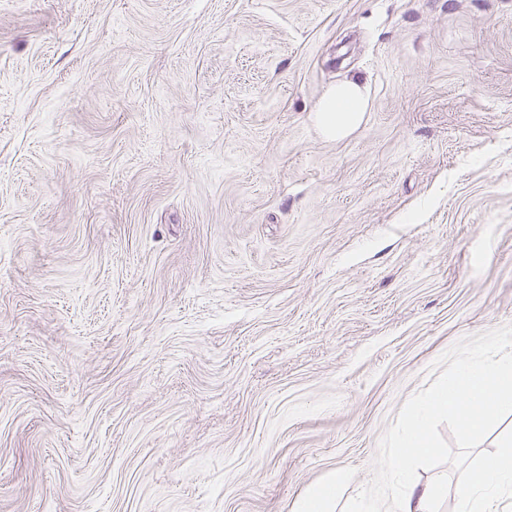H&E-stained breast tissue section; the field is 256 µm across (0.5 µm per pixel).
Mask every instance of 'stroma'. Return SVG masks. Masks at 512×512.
Here are the masks:
<instances>
[{
  "mask_svg": "<svg viewBox=\"0 0 512 512\" xmlns=\"http://www.w3.org/2000/svg\"><path fill=\"white\" fill-rule=\"evenodd\" d=\"M506 344L512 0H0V512H396ZM429 435L453 488L512 418ZM369 109L367 88L348 79L326 91L314 114L321 134L331 140H342L357 130ZM441 413L466 419V433L472 440L483 435L488 416L511 415L510 352L491 362L461 361L453 374L415 408L393 448L392 477L403 488L396 512H435L433 505L443 490V476L438 474L420 485L412 479L409 465L431 453L429 427L434 416ZM349 480L344 470H337L332 478L315 488H312L296 504L295 512H330V505L337 490Z\"/></svg>",
  "mask_w": 512,
  "mask_h": 512,
  "instance_id": "obj_1",
  "label": "stroma"
}]
</instances>
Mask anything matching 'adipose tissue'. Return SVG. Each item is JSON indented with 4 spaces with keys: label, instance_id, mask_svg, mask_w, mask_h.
Instances as JSON below:
<instances>
[{
    "label": "adipose tissue",
    "instance_id": "adipose-tissue-1",
    "mask_svg": "<svg viewBox=\"0 0 512 512\" xmlns=\"http://www.w3.org/2000/svg\"><path fill=\"white\" fill-rule=\"evenodd\" d=\"M368 109L366 87L349 79L326 91L314 121L325 138L341 140L360 127ZM441 413L464 420L466 433L473 440L483 435L488 416L511 415L512 356L491 362L461 361L415 408L393 448L392 477L402 488L396 512H434L433 505L444 487L443 476L421 485L413 480L410 465L430 454V423ZM507 493H512V438L482 462L474 477L457 487V512H495L497 500Z\"/></svg>",
    "mask_w": 512,
    "mask_h": 512
}]
</instances>
